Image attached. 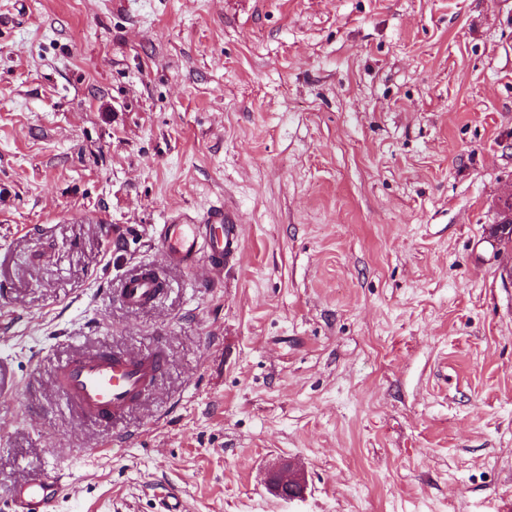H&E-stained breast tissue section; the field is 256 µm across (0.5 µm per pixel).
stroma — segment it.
I'll list each match as a JSON object with an SVG mask.
<instances>
[{"instance_id": "35a3bbf8", "label": "stroma", "mask_w": 512, "mask_h": 512, "mask_svg": "<svg viewBox=\"0 0 512 512\" xmlns=\"http://www.w3.org/2000/svg\"><path fill=\"white\" fill-rule=\"evenodd\" d=\"M510 193L512 0H0V512H512ZM224 203L222 287L119 301ZM158 344L118 426L53 384ZM163 285L158 265H141L124 276L119 298L130 308H145L161 297L165 291ZM267 486L276 496L292 501L303 496L306 481L287 459H280L268 472ZM69 488L70 483L62 471L47 468L15 491L11 498L12 512H55Z\"/></svg>"}]
</instances>
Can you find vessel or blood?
<instances>
[{
  "label": "vessel or blood",
  "instance_id": "obj_1",
  "mask_svg": "<svg viewBox=\"0 0 512 512\" xmlns=\"http://www.w3.org/2000/svg\"><path fill=\"white\" fill-rule=\"evenodd\" d=\"M158 238L167 262L191 270L204 258L220 277L235 265L242 249L240 216L232 206L215 207L202 220L183 218L162 225ZM163 285L159 266L142 265L124 276L119 298L130 308H144L157 302ZM165 366L159 348L77 351L58 365L55 384L70 411L109 426L156 388ZM69 488L62 471L45 469L15 491L12 512H55Z\"/></svg>",
  "mask_w": 512,
  "mask_h": 512
}]
</instances>
